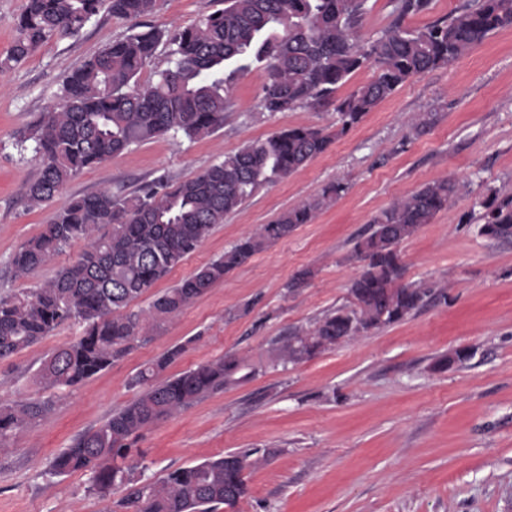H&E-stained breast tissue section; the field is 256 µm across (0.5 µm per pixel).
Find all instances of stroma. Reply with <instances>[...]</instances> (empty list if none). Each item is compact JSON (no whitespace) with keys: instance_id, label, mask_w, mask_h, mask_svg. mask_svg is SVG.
I'll return each instance as SVG.
<instances>
[{"instance_id":"1","label":"stroma","mask_w":512,"mask_h":512,"mask_svg":"<svg viewBox=\"0 0 512 512\" xmlns=\"http://www.w3.org/2000/svg\"><path fill=\"white\" fill-rule=\"evenodd\" d=\"M210 7L209 0H158L146 21L187 26ZM128 26L100 13L78 37L49 39L0 73V294L37 287L75 258L67 249L25 279L10 269L13 254L72 196L131 193L161 176L181 181L278 129L336 120L329 106L262 111L267 76L257 67L232 87L220 130L192 142L167 135L132 146L82 171L47 204L29 206L24 186L39 161L17 148L16 131L56 104L65 75ZM423 112L439 119L418 135L409 120ZM443 176L460 182L461 194L399 246L405 282L432 289L425 305L307 361L274 365L277 341L348 303L362 267L354 245L371 219ZM333 182L344 192L312 223L227 273L83 384L46 389L36 381L47 356L80 335L75 324L0 361V402H52L0 448V512H122L121 492L102 500L89 489V473L55 477L49 462L133 400L131 377L181 344L187 350L168 375L222 356L243 360L251 373L145 429L137 446L146 477L248 450L255 464L234 512H512V241L481 236L469 221L474 202L490 191L512 194V28L407 82L326 152L260 187L155 291ZM459 350L468 359L443 366Z\"/></svg>"}]
</instances>
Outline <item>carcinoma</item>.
<instances>
[{
    "mask_svg": "<svg viewBox=\"0 0 512 512\" xmlns=\"http://www.w3.org/2000/svg\"><path fill=\"white\" fill-rule=\"evenodd\" d=\"M186 27L142 25L130 29L68 73L60 101L18 132L17 144L33 145L40 172L25 187L32 206L50 201L85 169L134 145L173 133L189 140L224 125L232 84L261 65L268 73L259 107L286 112L311 103L334 105L336 131L316 126L281 128L251 141L200 174L170 184L159 178L134 194L109 189L76 196L55 212L41 233L11 259L14 277L53 263L80 241L72 263L27 292L0 295V358L17 354L63 324H78V338L56 349L38 371L40 383L76 387L112 367L141 339L146 323L168 319L205 295L224 275L270 244L287 238L330 203L342 186L332 184L313 200L263 224L224 255L156 295L148 308L129 310L177 264L194 253L212 228L258 187L285 178L324 153L379 103L411 79L451 65L489 34L512 26V0H475L469 9L423 27L405 17L425 13L431 0H399L398 18L378 37L359 39L367 0H218ZM157 0H28L17 18V38L0 60L6 71L48 39L79 36L101 12L120 19L155 10ZM169 66L141 81L159 47ZM376 68L373 81L344 98L337 91L360 68ZM460 185L437 178L380 211L370 232L356 242L363 262L352 280L358 299L339 307L278 348L276 361L294 364L395 323L421 308L429 291L403 282L399 244L448 208ZM478 233L512 241V195L495 191L476 202ZM184 347L167 351L130 380L137 397L76 438L57 455L49 474H92L89 490L105 495L126 487L124 512H215L234 508L248 492L243 471L254 461L233 452L178 468L156 480L135 477L133 445L147 427L198 400L247 378L236 358L219 357L164 380L159 374ZM50 408L43 400L0 403V447Z\"/></svg>",
    "mask_w": 512,
    "mask_h": 512,
    "instance_id": "cac0c4a2",
    "label": "carcinoma"
}]
</instances>
